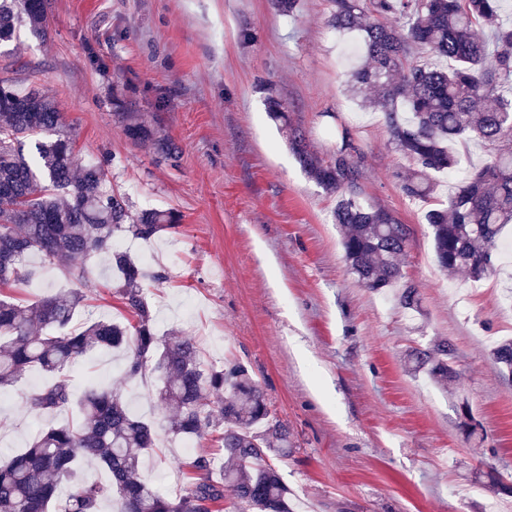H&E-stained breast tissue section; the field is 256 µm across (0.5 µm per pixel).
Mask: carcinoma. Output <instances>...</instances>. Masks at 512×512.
I'll return each instance as SVG.
<instances>
[{
	"mask_svg": "<svg viewBox=\"0 0 512 512\" xmlns=\"http://www.w3.org/2000/svg\"><path fill=\"white\" fill-rule=\"evenodd\" d=\"M327 2L332 27L362 34V59L345 92L385 112L391 144L412 162L401 176L406 197L425 201L434 195V175L458 163L450 144L484 143L485 163L448 191L447 203L428 210L426 222L442 270L473 281L489 277L501 230L512 224V17L503 14L501 0ZM18 13L46 33L45 0H0V44L13 37ZM417 47L448 67L412 60ZM268 109L288 130V145L303 170L337 198L333 218L343 228L349 272L372 291L398 287V305L420 311L418 289L404 280L401 264L409 228L362 201L354 143L342 136L325 160L291 124L281 100L269 98ZM25 138L34 139L37 168L22 153ZM73 154L72 131L55 101L1 81L0 286L28 281L33 256L66 267L105 255L118 274L115 292L136 324L90 316L73 325L84 308L79 288L28 305L0 297V388L38 370L54 381L29 393L32 411L77 408L76 420L45 426L21 453L0 463V512H100L114 498L120 512H215L226 490L243 512H292L288 486L273 462L288 454V427L272 415L259 383L239 364L206 363L187 336H158L142 288L150 275L128 252L112 248L122 236L149 240L175 227L179 217L160 209L132 216L126 197L108 185L104 165L78 170ZM104 348L124 354L126 378L155 377L157 399L174 407L167 419L172 435L216 440L224 455L222 479H212L205 456L190 462L197 478L179 497L141 478L143 457L156 449L153 422L135 415L117 389L90 387L77 398L68 381L72 367ZM451 355L447 341H436L412 353L414 370L445 386L456 379ZM491 358L502 373H512V340L493 348ZM457 412L461 429L474 434L467 401L458 403ZM83 463L106 470L108 481H79ZM67 482L73 491L61 500Z\"/></svg>",
	"mask_w": 512,
	"mask_h": 512,
	"instance_id": "carcinoma-1",
	"label": "carcinoma"
}]
</instances>
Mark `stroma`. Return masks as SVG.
Masks as SVG:
<instances>
[{"label":"stroma","mask_w":512,"mask_h":512,"mask_svg":"<svg viewBox=\"0 0 512 512\" xmlns=\"http://www.w3.org/2000/svg\"><path fill=\"white\" fill-rule=\"evenodd\" d=\"M51 25L39 36L26 16L0 45V79L40 88L56 99L75 136L78 165L105 163L115 192L132 212L147 206L180 214L156 238L128 240L149 266L144 294L158 334L177 329L205 360L244 366L287 424L293 451L277 459L296 512H507L512 494V380L489 351L512 337V253L499 251L497 272L480 282L441 271L424 215L445 203L447 184L428 201L399 189L407 158L389 143L383 112L350 99L344 85L360 51L357 34L327 23L326 0H299L293 16L270 0H47ZM255 40L244 43L242 31ZM288 104L320 157L342 136L359 149L365 199L410 229L402 258L421 310L349 274L334 224L336 198L300 167L267 100ZM147 125L168 152L127 133ZM35 279L1 290L26 305L81 283L86 308L125 324L132 313L113 288L106 257L80 262V277L35 258ZM162 280H154V273ZM445 339L454 348L455 390L411 369L413 349ZM47 375L31 372L0 391V461L19 453L50 423L27 394ZM74 391L121 390L132 409L159 426L142 478L168 496L192 485L188 461L213 458L214 441L184 447L164 422L170 407L153 377L124 374L122 353L94 352L69 374ZM464 394L483 439L466 441L454 391Z\"/></svg>","instance_id":"stroma-1"}]
</instances>
